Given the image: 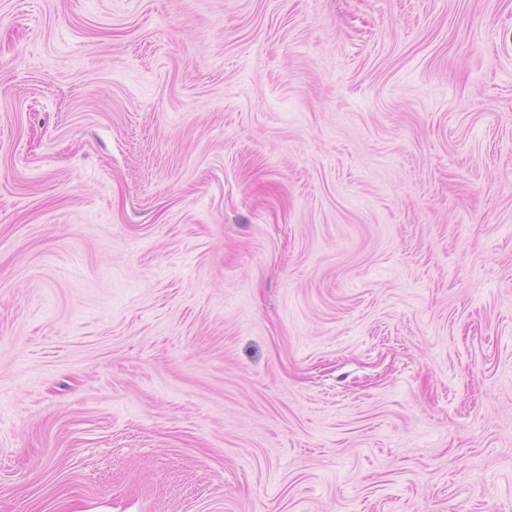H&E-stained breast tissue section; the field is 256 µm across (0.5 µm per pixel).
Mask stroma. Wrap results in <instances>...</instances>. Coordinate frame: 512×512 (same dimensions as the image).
<instances>
[{
  "label": "stroma",
  "mask_w": 512,
  "mask_h": 512,
  "mask_svg": "<svg viewBox=\"0 0 512 512\" xmlns=\"http://www.w3.org/2000/svg\"><path fill=\"white\" fill-rule=\"evenodd\" d=\"M0 512H512V0H0Z\"/></svg>",
  "instance_id": "1"
}]
</instances>
